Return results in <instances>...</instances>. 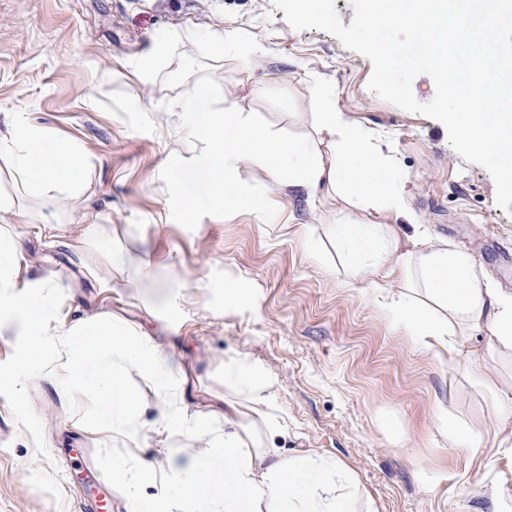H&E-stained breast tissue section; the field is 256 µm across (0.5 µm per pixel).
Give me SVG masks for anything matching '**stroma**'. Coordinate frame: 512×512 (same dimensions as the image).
<instances>
[{
  "label": "stroma",
  "instance_id": "1",
  "mask_svg": "<svg viewBox=\"0 0 512 512\" xmlns=\"http://www.w3.org/2000/svg\"><path fill=\"white\" fill-rule=\"evenodd\" d=\"M227 25L262 41L265 55L248 66L228 49L213 61L203 46ZM176 30L192 33L175 45L183 69L138 80V61ZM371 72L369 59L331 34L292 29L272 0H0V113H25L89 160L82 194L25 197V216L0 231L22 244L19 281L57 284L58 325L118 317L149 333L187 376L185 404L214 424L224 421L225 358L260 363L278 380L286 429L277 447L335 457L374 512H512V441L502 442L490 400L395 330L370 288L346 281L326 232L332 212L299 197L267 222L204 203L207 176L193 166L182 123L166 115L172 98L205 80L215 106L239 102L282 135L303 137L318 109L311 87L328 85L336 108L391 160L419 223L512 291V214L497 206L493 178L452 148L442 123L371 92ZM263 78L265 95L252 97ZM44 216L52 228L41 233ZM92 222L103 233L84 237ZM117 248L135 250L152 278L123 287L112 273ZM228 280L249 291L229 308ZM175 310L180 320H171ZM487 343L481 329L470 345L512 399V356ZM59 371L37 372L21 393L0 381V512H85L103 497L110 512H129L112 486L113 464L131 458L161 470L169 447H199L149 428L139 447H123L94 418L95 395L57 386ZM443 400L452 419L481 435V455L458 453L438 434ZM87 453L90 470L77 465Z\"/></svg>",
  "mask_w": 512,
  "mask_h": 512
}]
</instances>
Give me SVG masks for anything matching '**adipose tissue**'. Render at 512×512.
Listing matches in <instances>:
<instances>
[{
  "label": "adipose tissue",
  "instance_id": "adipose-tissue-1",
  "mask_svg": "<svg viewBox=\"0 0 512 512\" xmlns=\"http://www.w3.org/2000/svg\"><path fill=\"white\" fill-rule=\"evenodd\" d=\"M181 34L158 40L135 67L151 81L161 71L181 70L173 50ZM319 110L312 132L286 138L258 122L238 103L214 108L207 84L198 83L169 105L185 123L187 140L198 146V162L209 175V202L232 209L249 205L242 174L251 171L274 184L280 198L297 196L318 203L339 201L346 218L333 224L336 255L349 280L389 293L384 309L393 326L449 364H467L471 378L487 390L496 383L485 375L481 358L468 349L472 331L487 329L502 352L512 351V291L497 288L467 250L432 235L419 224L403 185L384 174L383 164L364 144L345 112L333 108L327 89H312ZM0 163L19 178L21 193L0 196V218L23 214L22 196L54 198L81 193L88 163L73 144L58 139L14 114L0 137ZM390 216L387 224L350 219L352 211ZM18 242L0 235V337L21 347L7 376L15 388L42 366L33 349L47 352L64 369L63 387L94 393L97 416L113 434L138 438L145 409L125 384L128 371L151 381L161 400L157 434H186L199 448H172L163 474L143 464H116L112 483L132 502L142 486L153 487L152 512H357L359 491L351 472L335 458L309 451L285 455L275 446L283 431L274 415L276 380L244 357L224 362V425L188 411L178 398L183 375L158 350L150 335L117 322L80 321L69 329L53 323V282L36 277L15 291L11 267ZM211 491L200 486L201 478Z\"/></svg>",
  "mask_w": 512,
  "mask_h": 512
}]
</instances>
